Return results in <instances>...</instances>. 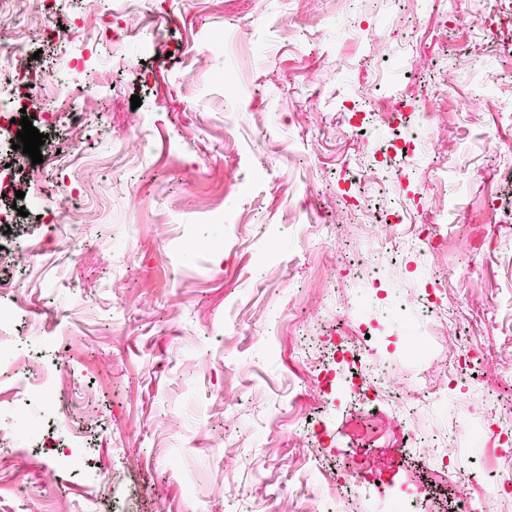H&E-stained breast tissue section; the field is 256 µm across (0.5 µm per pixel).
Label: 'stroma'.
Instances as JSON below:
<instances>
[{
	"mask_svg": "<svg viewBox=\"0 0 512 512\" xmlns=\"http://www.w3.org/2000/svg\"><path fill=\"white\" fill-rule=\"evenodd\" d=\"M138 2L147 43L106 42L93 58L68 9L27 21L52 106L98 120L78 142L32 121L49 150L81 151L69 177L88 210L73 248L45 263L37 223L56 199L15 179L26 213L0 245L28 255L30 307L26 342L0 366V414L26 404L45 429L43 460L78 440L97 465L57 476L1 460L0 512H14L22 487L25 512L89 499L96 512H368L345 494L342 466L398 444L394 405L361 416L350 389L330 415L313 387L331 336L364 337L339 315L355 296H370L381 328L437 292L475 345L494 348L491 364L468 367V399L421 404L412 428L447 432L485 403L512 413V176L496 165L512 154V120L460 107L481 86L512 103V5ZM488 19L495 46L474 35ZM46 25L61 26L59 43L40 40ZM343 95L366 100L363 132L351 133ZM384 111L402 123L388 128ZM396 138L413 145V165L391 161ZM370 152L387 166L365 196L407 210L380 267L350 199ZM427 238L428 251L413 250ZM57 358L58 398L92 389L89 418L29 400L27 377ZM496 432L484 419L480 438L457 443L458 463L512 464ZM457 465L393 470L376 496L404 487L411 512H437L423 486L453 492Z\"/></svg>",
	"mask_w": 512,
	"mask_h": 512,
	"instance_id": "stroma-1",
	"label": "stroma"
}]
</instances>
